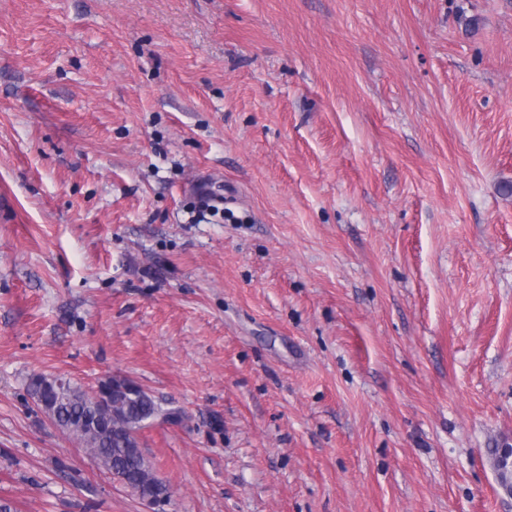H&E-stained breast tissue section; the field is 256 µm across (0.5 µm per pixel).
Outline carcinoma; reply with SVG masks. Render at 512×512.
Wrapping results in <instances>:
<instances>
[{"label":"carcinoma","mask_w":512,"mask_h":512,"mask_svg":"<svg viewBox=\"0 0 512 512\" xmlns=\"http://www.w3.org/2000/svg\"><path fill=\"white\" fill-rule=\"evenodd\" d=\"M54 390L58 397L54 424L98 465L110 471L113 464H123L132 472L134 492L139 495L162 486L142 452L141 442L129 440L127 429L137 424L145 429L157 419L166 422L169 410L140 387L116 393L110 412L101 406L95 391L84 390L67 379H60Z\"/></svg>","instance_id":"carcinoma-1"}]
</instances>
